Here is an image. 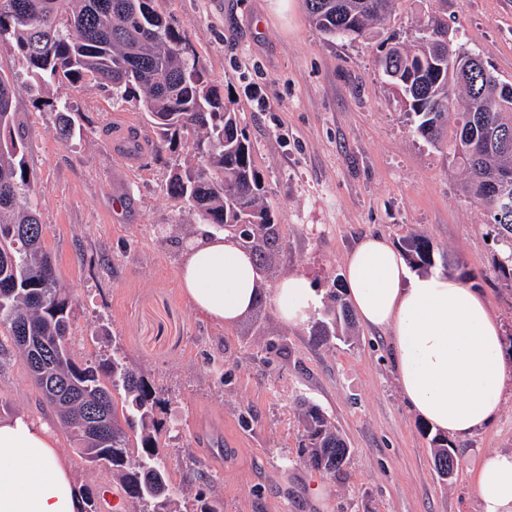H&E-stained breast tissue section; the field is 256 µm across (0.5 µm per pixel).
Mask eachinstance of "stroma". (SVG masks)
Here are the masks:
<instances>
[{
	"instance_id": "1",
	"label": "stroma",
	"mask_w": 512,
	"mask_h": 512,
	"mask_svg": "<svg viewBox=\"0 0 512 512\" xmlns=\"http://www.w3.org/2000/svg\"><path fill=\"white\" fill-rule=\"evenodd\" d=\"M183 32L207 84L230 102L254 148L282 245L266 302L236 325L210 323L181 295L184 243L198 229L166 184L191 153L159 136L142 109L114 103L91 83L32 86L18 54L0 48L26 130L34 201L59 286L73 298L76 361L118 353L161 389L156 412L174 497L195 512L199 495L224 512H480L471 470L489 451L512 450V387L496 418L454 439L452 478L435 468L423 421L403 400L388 331L357 324L324 346L311 321L288 325L271 298L278 280L304 277L328 296L346 256L366 235L404 249L415 234L434 268L478 289L512 336V288L494 275L498 247L464 193L447 151L414 131L377 60L412 43L421 15L445 14L454 45L512 83V0H397L368 37L325 39L303 0H155ZM69 105L59 138L53 104ZM321 407L351 450L335 479L299 456L301 402ZM45 424L79 489H113L109 470L82 459L41 405L16 350L0 354V416ZM193 472L197 480L185 484Z\"/></svg>"
}]
</instances>
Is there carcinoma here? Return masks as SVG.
<instances>
[{
	"label": "carcinoma",
	"mask_w": 512,
	"mask_h": 512,
	"mask_svg": "<svg viewBox=\"0 0 512 512\" xmlns=\"http://www.w3.org/2000/svg\"><path fill=\"white\" fill-rule=\"evenodd\" d=\"M394 2L305 0V7L325 38L358 39L391 18ZM446 29L443 17L427 16L411 46L389 47L377 65L396 88L414 131L434 144L451 140L453 160L467 173L464 191L490 217L500 245L496 276L512 284V206L491 205L487 183L495 174L512 171V107H499L485 91L483 68L457 76L474 56L459 48L450 51L428 34ZM0 46L17 52L39 85L90 81L109 88L113 98L143 108L164 134L156 146L159 154L179 132H196V162L173 173L167 194L185 202L199 223L235 238L254 256L257 274L269 275L271 256L281 244L252 146L237 112L205 83L186 37L156 11L154 0H0ZM25 141L11 84L0 76V325L27 363L32 351L18 336L24 329L38 337L48 364L34 385L81 456L112 471L141 512H179L155 419L161 391L120 355L77 362L70 354L73 301L58 287L56 264L43 246L45 225L31 198ZM407 257L412 267L423 268L432 264L433 249L417 235L407 242ZM331 298L327 319L315 324L318 345L336 335L337 323L353 324L341 291ZM95 407L112 415L107 443L82 428ZM298 420L303 430L299 457L319 472L342 474L350 449L328 415L305 404ZM432 444L435 467L446 478L458 466L453 444L441 436Z\"/></svg>",
	"instance_id": "carcinoma-1"
}]
</instances>
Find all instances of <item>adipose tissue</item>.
Instances as JSON below:
<instances>
[{
    "mask_svg": "<svg viewBox=\"0 0 512 512\" xmlns=\"http://www.w3.org/2000/svg\"><path fill=\"white\" fill-rule=\"evenodd\" d=\"M345 263L358 317L391 334L407 405L452 436H469L489 423L505 399L512 365L483 298L440 271L410 276L382 236L364 238ZM179 285L196 311L226 326L252 311L260 291L250 254L205 224L185 247ZM274 302L282 320L295 324L308 318L319 296L303 277L289 276L277 284ZM472 480L481 512H512V451L484 455ZM83 508L48 428L22 415L0 417V512Z\"/></svg>",
    "mask_w": 512,
    "mask_h": 512,
    "instance_id": "obj_1",
    "label": "adipose tissue"
}]
</instances>
